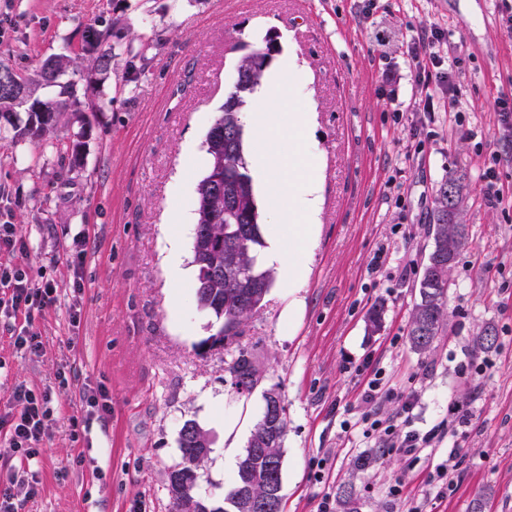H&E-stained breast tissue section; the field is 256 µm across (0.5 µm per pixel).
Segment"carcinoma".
Masks as SVG:
<instances>
[{
    "mask_svg": "<svg viewBox=\"0 0 512 512\" xmlns=\"http://www.w3.org/2000/svg\"><path fill=\"white\" fill-rule=\"evenodd\" d=\"M81 40L96 42L104 47V54L86 51L91 57V75L102 81L112 69V59L118 46L112 44V28L98 24L84 27ZM83 53L54 55L43 61L39 69L26 81L23 93L0 90V115L7 126L0 128V140L25 137L41 145L59 123L60 117L78 103V81ZM238 68L249 72L254 83H259L266 70V61L255 48L238 62ZM248 94L229 91L220 106L219 116L209 127L204 139L206 163L204 172L195 185L196 222L192 237V264L197 270L195 296L197 306L212 317L215 332L209 336L212 344H224L243 334L242 327L259 314L274 284L273 270L259 262L265 241L259 223V207L249 174L244 149L242 112ZM43 101L53 112L43 118L30 111L32 103ZM25 117H20L19 108ZM229 141H224V136ZM456 192L457 204L448 206V186ZM467 173L452 170L440 182L436 206L431 215L433 246L423 262L418 299L411 309L408 339L411 348L424 354L430 351L436 336L443 329L448 316V285L453 264L448 258H457L468 243V237L459 241L453 255H448V236L455 230L467 228L464 212L468 194ZM497 340L492 326H486L474 340V349L486 351ZM252 360L245 354L229 366L232 384L241 394L251 393L261 375L252 368ZM287 421L265 414L259 416L239 458L234 481L224 488L223 502L218 504L207 495H198L199 512H255L253 503L268 498L282 499V444ZM204 429L194 420H187L179 431L178 447L181 460L173 465L168 475V494L173 512H180V500L185 493V474H200L210 452H197V439ZM269 446L268 457L256 448ZM276 464L277 476L269 475L267 458ZM344 512H360L354 488L342 485L337 489Z\"/></svg>",
    "mask_w": 512,
    "mask_h": 512,
    "instance_id": "cac0c4a2",
    "label": "carcinoma"
}]
</instances>
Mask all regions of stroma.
<instances>
[{
    "mask_svg": "<svg viewBox=\"0 0 512 512\" xmlns=\"http://www.w3.org/2000/svg\"><path fill=\"white\" fill-rule=\"evenodd\" d=\"M500 0H0V57L22 74L79 44L87 23L112 29L120 50L103 83L79 92L51 138L68 143L84 130L85 166L62 173L55 150L25 139L0 143V221L29 245L33 286L51 284L56 306L33 311L28 326L40 355L17 351L0 323V413L18 383L54 387V414L30 469L38 494L25 512H172L167 484L180 459L179 431L195 420L214 439L201 491L222 495L236 476L224 460V425L241 429L244 449L266 390L280 392L287 413L283 442V512H318L325 494L352 484L360 512H390L386 490L402 483L426 512H512V195L500 205L479 188L487 167L512 188V122L495 110L512 91V32ZM438 27L448 57L460 58L456 101L430 87L433 109L419 112L411 36ZM140 40L130 41L131 31ZM273 39L294 57L289 111L311 115V147L322 169L316 248L301 289L305 305L287 324L285 289L272 288L259 315L232 343L199 344L212 332L193 282L171 288L166 239L191 255L194 227L167 215L194 208L207 129L236 78L242 55ZM469 173L474 188L464 221L469 243L450 274L448 323L432 352L407 337L417 274L430 248L428 222L448 170ZM93 245L79 269L65 262L78 232ZM410 266L406 280L378 278ZM81 276L82 293L73 290ZM382 326L366 331L375 303ZM81 310L70 318L71 305ZM493 326L492 349L473 354V339ZM262 380L239 394L228 371L239 352ZM372 360L391 384L422 383L414 425L429 429L449 406L471 417L449 444L425 449L415 466L340 433L361 387L354 366ZM489 363L485 374L475 365ZM67 390H58L60 378ZM112 399L107 423L89 417L83 384ZM461 478L445 498L425 480L449 447ZM371 466L354 470L356 456Z\"/></svg>",
    "mask_w": 512,
    "mask_h": 512,
    "instance_id": "35a3bbf8",
    "label": "stroma"
}]
</instances>
